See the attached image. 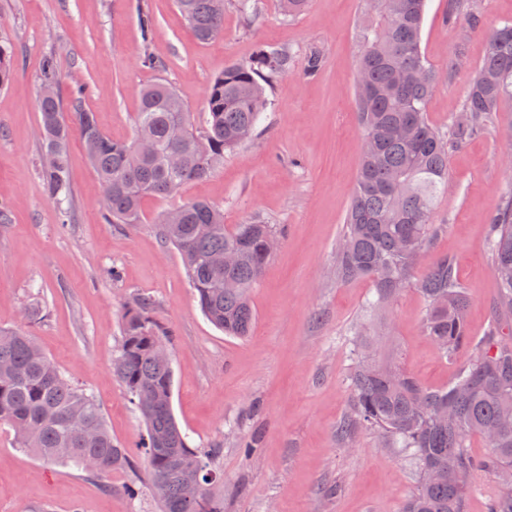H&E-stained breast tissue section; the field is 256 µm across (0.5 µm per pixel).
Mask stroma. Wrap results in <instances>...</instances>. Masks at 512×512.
Instances as JSON below:
<instances>
[{"instance_id":"1","label":"stroma","mask_w":512,"mask_h":512,"mask_svg":"<svg viewBox=\"0 0 512 512\" xmlns=\"http://www.w3.org/2000/svg\"><path fill=\"white\" fill-rule=\"evenodd\" d=\"M224 2V28L201 43L174 0H0V35L13 74L0 89V329L34 336L58 369L95 396L128 467L104 477L50 465L17 448L0 426V512H159L138 445L145 433L113 375L125 303L150 297L154 321L173 331L172 406L192 446L219 451L224 512H400L415 491L410 452L385 448L366 430L341 438L355 334L384 320L375 356L394 354L422 385L455 377L422 323L425 304L411 288L380 313L371 280H336L339 239L360 164L355 100L356 26L363 0H308L299 15L280 0ZM479 17L449 16L448 0H427L421 51L436 88L427 102L434 126L450 130L486 49L485 34L512 20V0H472ZM157 27L144 43L139 11ZM288 50L293 65L267 94L252 136L224 154L211 174L173 196L146 198L137 228L104 220L102 186L78 130L68 144L71 220L63 222L42 176L39 88L45 56L58 65L63 105L80 98L112 139L133 138L139 93L170 83L202 125L211 81L261 47ZM151 53L154 65L142 62ZM321 63L314 74L310 54ZM512 194V103L487 129L448 148V182L433 214L443 232L431 255L454 258L465 289L468 326L480 338L493 315L497 283L488 244L491 216ZM205 199L228 225L260 219L281 227L279 243L250 292L249 336L224 335L202 314L181 255L154 226L167 211ZM254 443L246 454L245 443Z\"/></svg>"}]
</instances>
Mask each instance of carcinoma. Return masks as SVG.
Masks as SVG:
<instances>
[{
    "label": "carcinoma",
    "mask_w": 512,
    "mask_h": 512,
    "mask_svg": "<svg viewBox=\"0 0 512 512\" xmlns=\"http://www.w3.org/2000/svg\"><path fill=\"white\" fill-rule=\"evenodd\" d=\"M425 6L426 0H376L375 10L364 13L359 26L356 102L364 143L336 247V281L370 279L376 308L414 289L426 302L425 335L452 360L472 344L454 261L437 256L421 275L415 269L444 228L433 223L432 215L448 181V141L461 144L482 132L512 101V21L488 34L485 55L446 134L426 115L436 73L420 48ZM176 7L198 41L209 42L222 32L224 0H176ZM10 50L8 39L0 36V88L11 79ZM291 62L288 51L263 47L249 61L225 67L209 86L200 129L170 84L147 86L140 94L136 137L155 144L150 156L138 155L132 142L112 140L95 113L74 99L72 115L103 187L107 221L138 224L144 197L174 195L186 183L207 177L224 151L252 135L270 105L266 87ZM58 82L56 62L48 57L40 94L43 174L50 197L66 214L70 127L56 93ZM182 209L177 224L160 219L158 237L182 255L208 320L227 336L248 335L254 321L248 292L270 257L268 240L278 238L281 229L259 219L228 228L224 213L206 201H190ZM490 232L498 285L494 315L456 381L424 387L395 364L354 351L352 405L341 434L365 428L385 445L411 451L418 482L401 512H466L475 476L512 469V344L505 339L512 329V196L495 213ZM226 252L237 255L233 265L217 269L209 264V258ZM153 307L146 296L126 307L113 366L132 403L142 392L152 397V409L140 411L150 488L160 512H224V501L210 491L218 477L212 454L189 445L174 415L172 361L155 348L167 332L153 322ZM0 425L13 430L18 447L42 461L98 476L129 463L96 399L66 378L21 329H0ZM475 435L488 448L482 457L468 448ZM189 467L200 469L203 485L194 499L186 498L181 482L182 470ZM487 512H512V488L490 499Z\"/></svg>",
    "instance_id": "cac0c4a2"
}]
</instances>
